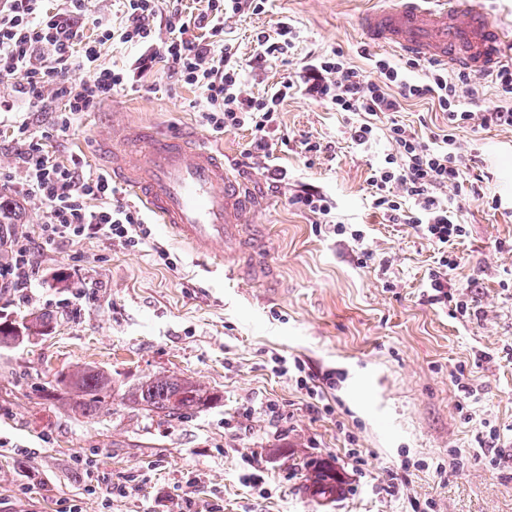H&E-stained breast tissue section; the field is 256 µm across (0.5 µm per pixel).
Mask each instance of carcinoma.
<instances>
[{
    "mask_svg": "<svg viewBox=\"0 0 512 512\" xmlns=\"http://www.w3.org/2000/svg\"><path fill=\"white\" fill-rule=\"evenodd\" d=\"M49 328V318L43 312L16 331L13 322H0V346L11 344L24 336H44ZM61 394L72 401V409L92 417L112 403V398L122 396L142 410L168 418L209 407L218 395L201 383L187 377L166 376L149 379L136 387L121 390V386L105 372L86 367L76 372L62 374L56 379ZM312 493L336 492V478L331 473L315 468L310 477Z\"/></svg>",
    "mask_w": 512,
    "mask_h": 512,
    "instance_id": "1",
    "label": "carcinoma"
}]
</instances>
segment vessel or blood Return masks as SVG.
Returning a JSON list of instances; mask_svg holds the SVG:
<instances>
[{
    "label": "vessel or blood",
    "mask_w": 512,
    "mask_h": 512,
    "mask_svg": "<svg viewBox=\"0 0 512 512\" xmlns=\"http://www.w3.org/2000/svg\"><path fill=\"white\" fill-rule=\"evenodd\" d=\"M366 37L402 55L454 69L492 75L512 43L506 30L479 9H459L454 0H397L391 8L362 16ZM112 170L159 223L200 255L255 281L272 271L246 229L249 206L223 158L208 146L150 126L113 134Z\"/></svg>",
    "instance_id": "obj_1"
}]
</instances>
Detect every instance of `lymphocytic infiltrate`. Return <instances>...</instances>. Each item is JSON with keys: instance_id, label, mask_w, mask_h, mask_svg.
<instances>
[{"instance_id": "1", "label": "lymphocytic infiltrate", "mask_w": 512, "mask_h": 512, "mask_svg": "<svg viewBox=\"0 0 512 512\" xmlns=\"http://www.w3.org/2000/svg\"><path fill=\"white\" fill-rule=\"evenodd\" d=\"M44 0H0V84H9L35 109L59 105L56 130L67 133L81 118L121 93L137 89L157 63H164L176 83L200 90L203 125L213 132L250 131L244 154L268 158L278 125V112L288 95L304 91L348 114L349 139L356 145L385 138L389 149L372 168L367 182L373 205L394 224H410L438 253L426 288L431 303L448 298V272L460 258L454 247L467 234L458 220L453 200L444 198L448 187L460 186L464 159L454 129L465 124L480 128H512V67L496 74L503 106L475 112L464 105L476 93L468 73L449 75L429 69L424 80L414 81L408 71L416 60L399 64L390 57H372L370 70L348 61L342 50L314 59L287 76L278 87L257 97L247 89L243 64L224 38L227 18L260 13L266 0H206L205 9L185 16L173 11L164 31L154 20L160 0H122L126 23L113 29L107 18L92 17L93 0H65L63 9L50 12ZM94 23L98 41L87 40L84 29ZM130 45L137 53L120 68L101 64L99 43ZM91 71V80L80 77ZM428 100L448 115V127L423 139L411 128L391 121L379 127L380 116L399 111L403 102ZM19 144L15 164L23 174L27 195L40 201L43 216L37 237L10 241V258L0 261V289L24 293L44 274L33 257L48 247L87 237L117 240L135 248L148 236L140 210L118 199V189L103 173L88 171L79 159L64 163L48 144L47 133L27 123L14 128Z\"/></svg>"}]
</instances>
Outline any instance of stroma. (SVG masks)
I'll use <instances>...</instances> for the list:
<instances>
[{
  "instance_id": "stroma-1",
  "label": "stroma",
  "mask_w": 512,
  "mask_h": 512,
  "mask_svg": "<svg viewBox=\"0 0 512 512\" xmlns=\"http://www.w3.org/2000/svg\"><path fill=\"white\" fill-rule=\"evenodd\" d=\"M396 0H268L259 14L230 19L225 36L249 61L247 84L264 94L288 72L335 49L369 69L381 49L360 27L372 8ZM298 37L287 56L259 61L256 35L282 23ZM197 89L164 73L93 112L53 139L61 159L103 170L99 137L113 123L181 129L224 147V163L256 205L272 285L225 275L212 259L189 253L163 225L148 221L144 245L87 238L35 255L45 279L27 294L0 293V318L21 321L41 310L47 335L0 346V512H512V130L465 126L455 135L466 179L450 196L466 224L448 273L445 303L425 296L436 250L408 224L389 223L372 206L371 166L388 145L357 147L345 116L297 93L278 114L268 159L251 160L249 131L216 134L200 122ZM396 120L425 138L448 125L428 100L403 104ZM51 129L52 109L0 114V176L19 178L14 122ZM325 145L307 163L304 140ZM288 177L272 183L266 167ZM327 196L337 235L317 216L291 206L303 192ZM500 206H493V198ZM362 231L354 240L352 231ZM170 264H163L158 251ZM468 291L474 315L454 296ZM297 357L315 382L331 378L330 412L314 413L293 378L273 372L275 355ZM83 366L133 387L151 377L187 376L216 392L211 408L168 419L113 399L87 418L54 391L58 374ZM478 390L465 398L459 383ZM501 456L479 450L490 428ZM363 460L354 465L349 447ZM248 453L265 482L241 479ZM340 475L330 505L307 489L306 463ZM120 485L106 495L97 478Z\"/></svg>"
}]
</instances>
